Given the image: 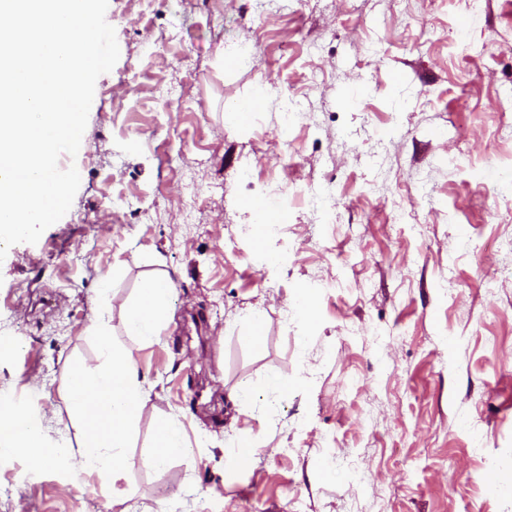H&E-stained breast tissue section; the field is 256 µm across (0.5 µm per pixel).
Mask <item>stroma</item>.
I'll return each mask as SVG.
<instances>
[{
	"label": "stroma",
	"instance_id": "35a3bbf8",
	"mask_svg": "<svg viewBox=\"0 0 512 512\" xmlns=\"http://www.w3.org/2000/svg\"><path fill=\"white\" fill-rule=\"evenodd\" d=\"M106 20L120 56L73 203L0 262V394L58 452L0 466V512H512V0H109ZM283 190L252 250L248 201ZM158 272L174 318L143 346L123 308ZM101 321L148 393L122 505L59 416ZM160 416L189 447L149 469Z\"/></svg>",
	"mask_w": 512,
	"mask_h": 512
}]
</instances>
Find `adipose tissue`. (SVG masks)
I'll return each mask as SVG.
<instances>
[{"label": "adipose tissue", "mask_w": 512, "mask_h": 512, "mask_svg": "<svg viewBox=\"0 0 512 512\" xmlns=\"http://www.w3.org/2000/svg\"><path fill=\"white\" fill-rule=\"evenodd\" d=\"M172 283L163 276L145 281L137 300L125 308L124 327L128 336L150 344L171 320ZM101 336L100 362L94 366L73 367L64 396L65 410L80 426L83 444L79 452L81 470L108 476L113 481L124 477L120 462L126 459L130 434L145 404L143 383L131 356ZM42 429L21 406L0 408V453L26 457L33 467L48 463L41 449ZM187 446L182 425L168 419L156 424L152 451L142 458L148 468H159L180 455Z\"/></svg>", "instance_id": "1"}]
</instances>
